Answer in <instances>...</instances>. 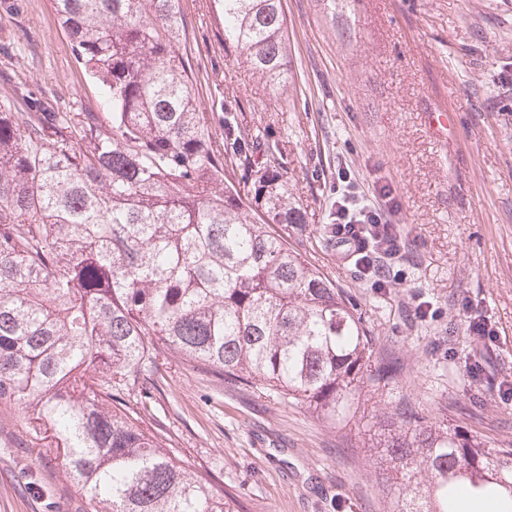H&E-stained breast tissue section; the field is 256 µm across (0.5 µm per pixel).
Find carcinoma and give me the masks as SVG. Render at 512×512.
Segmentation results:
<instances>
[{"label": "carcinoma", "instance_id": "obj_1", "mask_svg": "<svg viewBox=\"0 0 512 512\" xmlns=\"http://www.w3.org/2000/svg\"><path fill=\"white\" fill-rule=\"evenodd\" d=\"M110 112L0 105V409L60 449L76 512H242L124 400L172 354L348 423L397 367L371 364L362 312L280 234L307 223L279 144L199 110L179 0H54ZM224 52L288 85L281 0H214ZM241 167L240 179L228 165ZM370 445L391 512H512V448L411 410Z\"/></svg>", "mask_w": 512, "mask_h": 512}]
</instances>
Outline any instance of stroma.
I'll return each instance as SVG.
<instances>
[{"label": "stroma", "instance_id": "1", "mask_svg": "<svg viewBox=\"0 0 512 512\" xmlns=\"http://www.w3.org/2000/svg\"><path fill=\"white\" fill-rule=\"evenodd\" d=\"M180 7L201 111L218 127L236 105L252 139L278 140L307 209L289 245L357 304L374 364L396 358L401 370L345 426L171 356L129 404L247 512H387L369 429L401 402L512 448V396L498 389L512 385V0H283L291 79L278 97L226 56L210 0ZM16 90L57 112L104 109L51 0H0V97ZM441 110L453 116L443 140L422 121ZM342 177L391 208L408 245L387 288H369L320 241ZM475 317L497 340L470 336ZM75 499L56 449L26 447L14 413H0V512H73Z\"/></svg>", "mask_w": 512, "mask_h": 512}]
</instances>
